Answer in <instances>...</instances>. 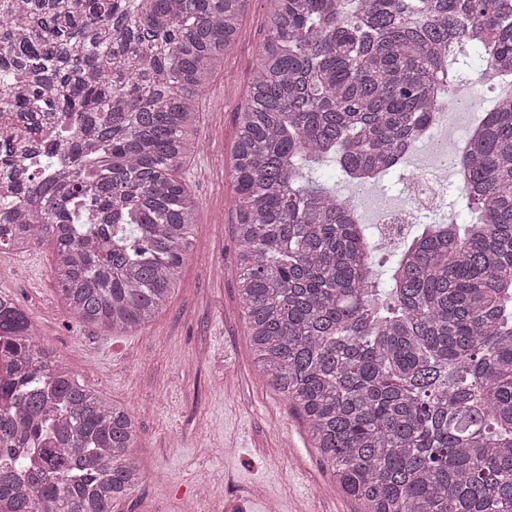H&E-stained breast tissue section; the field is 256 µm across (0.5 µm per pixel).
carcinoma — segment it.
<instances>
[{"instance_id": "obj_1", "label": "carcinoma", "mask_w": 512, "mask_h": 512, "mask_svg": "<svg viewBox=\"0 0 512 512\" xmlns=\"http://www.w3.org/2000/svg\"><path fill=\"white\" fill-rule=\"evenodd\" d=\"M250 0H0V251L55 245L57 297L114 336L168 307L199 200L180 172ZM238 113L237 281L255 363L364 512H512V97L465 153L468 224L375 241L310 163L383 172L434 119L448 48L512 73V0H269ZM0 378V501L112 512L138 426L16 302Z\"/></svg>"}]
</instances>
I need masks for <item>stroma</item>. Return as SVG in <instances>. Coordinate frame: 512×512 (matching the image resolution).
Returning a JSON list of instances; mask_svg holds the SVG:
<instances>
[{
	"label": "stroma",
	"mask_w": 512,
	"mask_h": 512,
	"mask_svg": "<svg viewBox=\"0 0 512 512\" xmlns=\"http://www.w3.org/2000/svg\"><path fill=\"white\" fill-rule=\"evenodd\" d=\"M269 23L251 0L237 40L201 100L199 141L181 177L198 197L180 286L151 324L112 336L76 322L52 279L53 247L10 261L8 286L41 340L90 389L136 418L143 482L112 512H363L338 489L304 423L254 361L231 273L237 114Z\"/></svg>",
	"instance_id": "obj_1"
}]
</instances>
